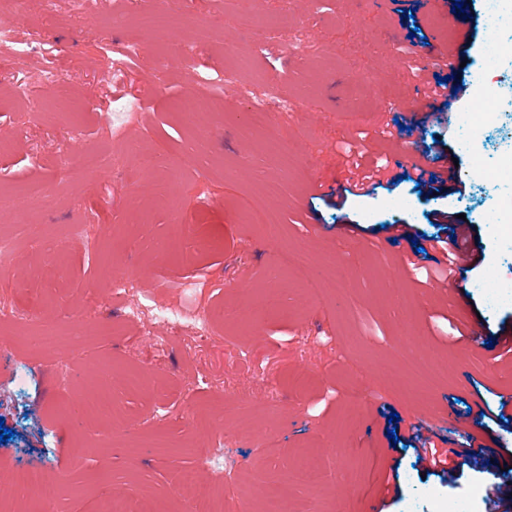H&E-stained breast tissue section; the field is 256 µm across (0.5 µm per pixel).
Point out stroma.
I'll use <instances>...</instances> for the list:
<instances>
[{"instance_id": "stroma-1", "label": "stroma", "mask_w": 512, "mask_h": 512, "mask_svg": "<svg viewBox=\"0 0 512 512\" xmlns=\"http://www.w3.org/2000/svg\"><path fill=\"white\" fill-rule=\"evenodd\" d=\"M471 3L460 21L444 7L425 18L422 0H196L184 11L154 0L161 26L194 45L160 67L164 44L140 29L141 0H90L84 11L75 0H0V20L27 49L0 61V139L11 145L0 156V233L15 241L0 271V309L27 318L0 322V423L14 433L0 442V512H97L111 497L127 512H258L272 493L292 512H366L371 497L383 512H448L458 497L472 512H494L488 485L512 481V404L499 399L512 377L489 371L481 347L449 338L448 325L476 317L484 338L512 331V307L489 309L476 288L491 271L512 282V252L485 222L491 185L467 178L433 199L407 179L405 155L411 114L437 106L425 96L435 78L455 102L440 124L420 128L425 141L455 149L456 115L486 86L512 106V56L482 73L486 31L480 0ZM459 22L472 31L456 47L462 65L432 72L435 40ZM219 31L240 54L231 98ZM116 47L129 52L126 77L102 81ZM358 71L378 79L355 96ZM190 93L204 105L188 115L181 100ZM256 102L295 167L265 152L264 133L248 122ZM159 142L171 162L152 169L142 157ZM348 144L364 148V164L388 159L392 180L343 196ZM475 145L491 164L512 153V116L479 131ZM90 149L104 158L93 171L82 167ZM30 181L46 189L34 214L17 198ZM396 196L406 208L387 210ZM247 208L277 213L275 249L245 223ZM436 210L465 215L481 247L448 290L425 277L439 257L431 241L451 233L434 223ZM343 223L358 239L338 233ZM390 224L408 235L387 240ZM130 272L139 296L168 316L238 315L204 332L182 328L157 353L151 335L166 327L154 315L127 321L123 298L90 301ZM340 273L349 306L336 296ZM313 276L326 288L318 304L302 287ZM412 296L420 306L408 336L396 302ZM48 329L59 345L32 346ZM402 340L413 355L446 363L448 382H416L395 351ZM142 368L145 381L127 389L124 376ZM91 389L111 390V412L81 408ZM486 407L504 421L483 418ZM421 414L450 448L473 434L500 439L505 470L464 465L453 481L425 473L411 441ZM218 438L223 458L200 459ZM270 440L276 453L266 451ZM307 453L327 469L311 487L285 477ZM31 462L47 473L38 499L14 482L15 467ZM186 469L196 473L188 487L179 481Z\"/></svg>"}]
</instances>
